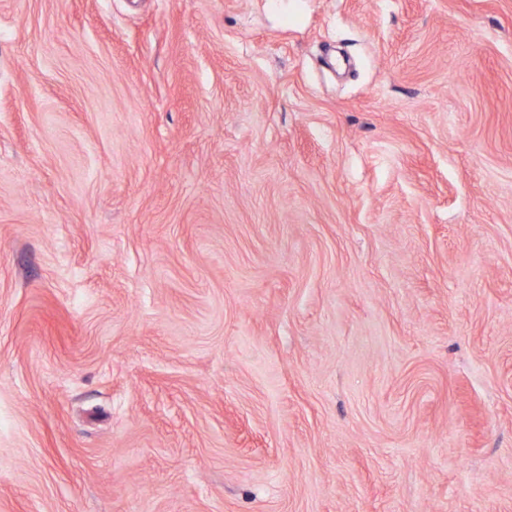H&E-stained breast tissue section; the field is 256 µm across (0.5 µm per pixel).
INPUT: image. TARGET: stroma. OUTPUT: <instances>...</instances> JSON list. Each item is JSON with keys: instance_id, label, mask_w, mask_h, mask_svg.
I'll use <instances>...</instances> for the list:
<instances>
[{"instance_id": "stroma-1", "label": "stroma", "mask_w": 512, "mask_h": 512, "mask_svg": "<svg viewBox=\"0 0 512 512\" xmlns=\"http://www.w3.org/2000/svg\"><path fill=\"white\" fill-rule=\"evenodd\" d=\"M0 512H512V0H0Z\"/></svg>"}]
</instances>
